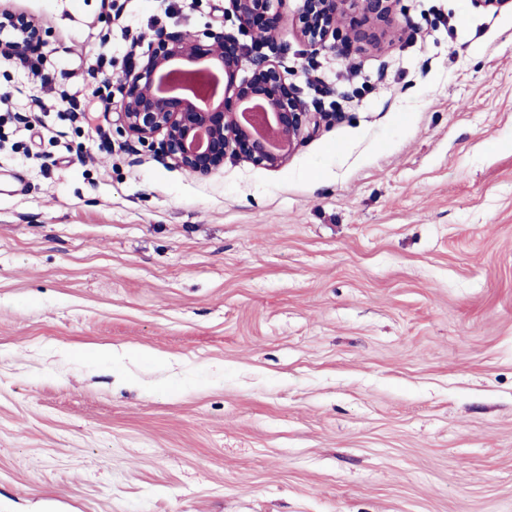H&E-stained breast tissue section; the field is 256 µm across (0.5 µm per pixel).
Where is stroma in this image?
<instances>
[{
  "mask_svg": "<svg viewBox=\"0 0 512 512\" xmlns=\"http://www.w3.org/2000/svg\"><path fill=\"white\" fill-rule=\"evenodd\" d=\"M300 5L341 120L196 176L101 106L229 0H0L47 24L0 57V512H512V9L310 46Z\"/></svg>",
  "mask_w": 512,
  "mask_h": 512,
  "instance_id": "obj_1",
  "label": "stroma"
}]
</instances>
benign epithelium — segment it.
I'll list each match as a JSON object with an SVG mask.
<instances>
[{
    "label": "benign epithelium",
    "mask_w": 512,
    "mask_h": 512,
    "mask_svg": "<svg viewBox=\"0 0 512 512\" xmlns=\"http://www.w3.org/2000/svg\"><path fill=\"white\" fill-rule=\"evenodd\" d=\"M283 0H230L239 28L254 41L251 75L238 79L245 60L239 40L223 33L159 34L146 63L139 71L124 75L122 99L115 105L123 130L183 170L207 175L224 164L231 154L267 169L282 167L290 155L321 123L336 118L334 112H311L288 86L280 65L263 53L275 50ZM400 0H302L295 27L310 45L333 36L343 41L351 36L346 23L357 12L365 21L393 13ZM43 25L33 19L0 21V52L24 56L29 45L41 38ZM204 64L224 72L220 98L205 105L178 92L160 90V79L179 64ZM261 103L265 112L251 118L245 107ZM163 138L156 142L158 134Z\"/></svg>",
    "instance_id": "obj_1"
}]
</instances>
